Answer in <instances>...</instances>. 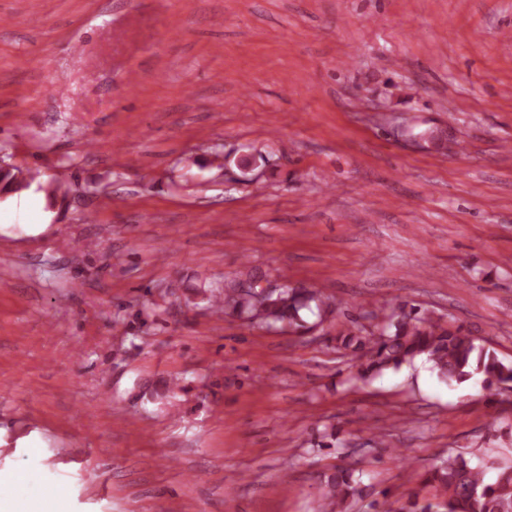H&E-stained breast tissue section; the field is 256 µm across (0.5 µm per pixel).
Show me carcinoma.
Returning <instances> with one entry per match:
<instances>
[{"label": "carcinoma", "mask_w": 512, "mask_h": 512, "mask_svg": "<svg viewBox=\"0 0 512 512\" xmlns=\"http://www.w3.org/2000/svg\"><path fill=\"white\" fill-rule=\"evenodd\" d=\"M211 308H221L253 327L288 326L307 332L323 327L335 314V305L318 290L283 284L262 288L251 277L237 278L211 291ZM316 317L308 322L304 316ZM351 326L336 332V350L351 355L353 367L363 378L374 379L384 372L411 366L423 357L437 377L448 384H462L475 376L495 396L512 383V364L501 361L479 339L453 319L421 313L399 305L382 313L369 327L350 319ZM422 484L434 489L424 501L416 492L406 502L382 499L369 503L372 512H512V465H503L480 448L448 452L440 464L421 475ZM371 496L359 468L337 465L324 476L321 512H352Z\"/></svg>", "instance_id": "1"}]
</instances>
